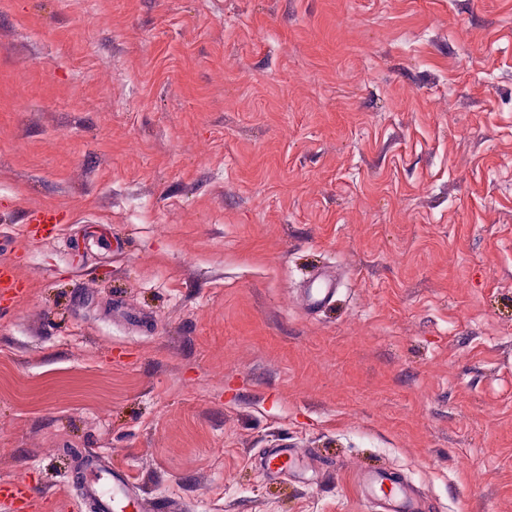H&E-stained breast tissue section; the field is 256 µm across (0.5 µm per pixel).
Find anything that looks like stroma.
Segmentation results:
<instances>
[{
	"label": "stroma",
	"mask_w": 512,
	"mask_h": 512,
	"mask_svg": "<svg viewBox=\"0 0 512 512\" xmlns=\"http://www.w3.org/2000/svg\"><path fill=\"white\" fill-rule=\"evenodd\" d=\"M2 262L33 512H512V0H0ZM60 216L52 209H37L26 217L25 232L29 238L40 239L56 233L60 228ZM317 286L307 291L305 303L310 310H319L331 303L335 294V285L325 278H316ZM360 481L367 496L385 512H419L417 501L403 490L391 474L372 473L364 475ZM93 484L101 488V495L99 496V508L102 510L101 512H112L113 502L124 497L122 488V484L124 483L119 482L113 489H107L108 478L100 474L97 482ZM118 505H121L120 501H118Z\"/></svg>",
	"instance_id": "obj_1"
}]
</instances>
